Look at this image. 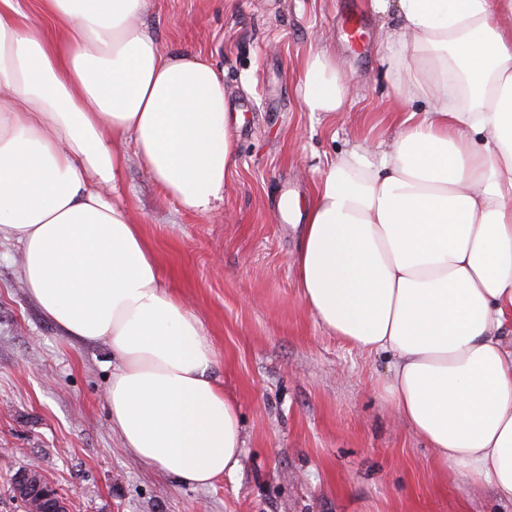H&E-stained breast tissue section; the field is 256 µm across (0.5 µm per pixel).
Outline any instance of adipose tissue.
<instances>
[{
	"label": "adipose tissue",
	"instance_id": "obj_1",
	"mask_svg": "<svg viewBox=\"0 0 512 512\" xmlns=\"http://www.w3.org/2000/svg\"><path fill=\"white\" fill-rule=\"evenodd\" d=\"M148 0H0V240L67 336L107 345L112 428L141 461L208 486L240 467L233 401L200 319L160 285L119 203L129 156L186 210L224 202L236 160L219 69L162 52ZM397 96L425 102L375 159L340 155L305 207L292 268L331 334L384 353L383 398L470 492L512 503V0H373ZM352 86L327 52L303 66L306 111Z\"/></svg>",
	"mask_w": 512,
	"mask_h": 512
}]
</instances>
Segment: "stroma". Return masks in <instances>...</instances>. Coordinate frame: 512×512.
<instances>
[{"label": "stroma", "instance_id": "35a3bbf8", "mask_svg": "<svg viewBox=\"0 0 512 512\" xmlns=\"http://www.w3.org/2000/svg\"><path fill=\"white\" fill-rule=\"evenodd\" d=\"M362 21L350 42L346 21ZM162 50L224 72L236 164L223 207L185 211L129 158L121 200L157 247L164 288L195 312L212 372L238 406L236 473L207 487L160 474L112 430L105 344L66 336L28 295L18 249L0 243V512H22L10 480L28 464L70 512H512L446 476L433 449L398 421L379 384L385 356L331 336L303 305L291 267L300 243L289 201L308 205L321 174L352 145L390 147L396 92L385 34L394 11L370 0H150ZM336 56L354 94L334 119L305 111L306 58Z\"/></svg>", "mask_w": 512, "mask_h": 512}]
</instances>
